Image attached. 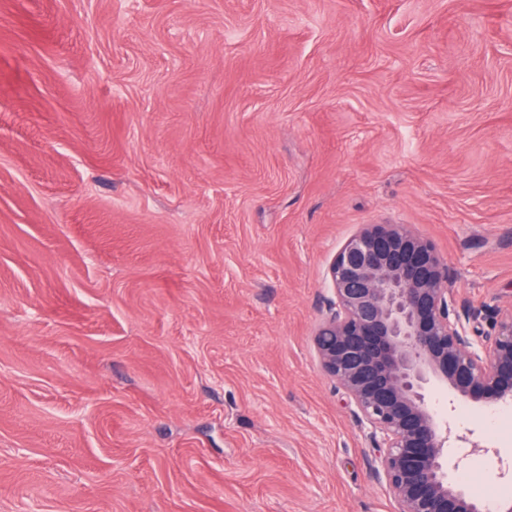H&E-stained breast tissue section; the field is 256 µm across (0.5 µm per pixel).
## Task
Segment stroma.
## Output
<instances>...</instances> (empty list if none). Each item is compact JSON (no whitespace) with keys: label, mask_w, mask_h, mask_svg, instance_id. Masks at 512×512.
I'll return each mask as SVG.
<instances>
[{"label":"stroma","mask_w":512,"mask_h":512,"mask_svg":"<svg viewBox=\"0 0 512 512\" xmlns=\"http://www.w3.org/2000/svg\"><path fill=\"white\" fill-rule=\"evenodd\" d=\"M364 224L512 304V0H0V512H396L314 347Z\"/></svg>","instance_id":"obj_1"}]
</instances>
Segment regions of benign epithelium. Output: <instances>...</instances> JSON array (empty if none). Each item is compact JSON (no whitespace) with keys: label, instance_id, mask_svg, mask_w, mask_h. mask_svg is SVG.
<instances>
[{"label":"benign epithelium","instance_id":"benign-epithelium-1","mask_svg":"<svg viewBox=\"0 0 512 512\" xmlns=\"http://www.w3.org/2000/svg\"><path fill=\"white\" fill-rule=\"evenodd\" d=\"M331 297L314 343L322 372L370 427L397 512H487L451 482L449 444L478 450L441 425L425 394L434 377L457 401H512V306L493 311L491 329L459 304L434 244L403 224H365L330 261Z\"/></svg>","mask_w":512,"mask_h":512}]
</instances>
